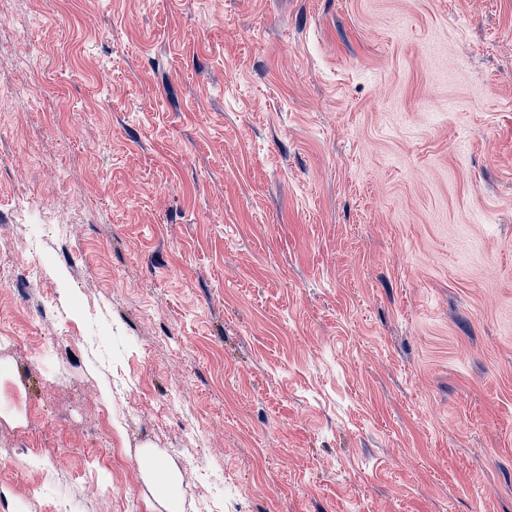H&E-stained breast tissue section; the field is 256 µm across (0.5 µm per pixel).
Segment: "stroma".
<instances>
[{"instance_id":"obj_1","label":"stroma","mask_w":512,"mask_h":512,"mask_svg":"<svg viewBox=\"0 0 512 512\" xmlns=\"http://www.w3.org/2000/svg\"><path fill=\"white\" fill-rule=\"evenodd\" d=\"M0 11V512H512V0ZM146 460H154L153 464L155 468L159 469L160 471H166V479L158 483L155 479V476L150 468L145 466L143 464ZM141 465L146 473V475L149 477L150 481L153 483L155 491L161 495L164 500H166L170 504L169 511L170 512H178L177 503L179 499V483L177 474L170 469L163 461L156 458L155 456L151 454H144L141 457Z\"/></svg>"}]
</instances>
